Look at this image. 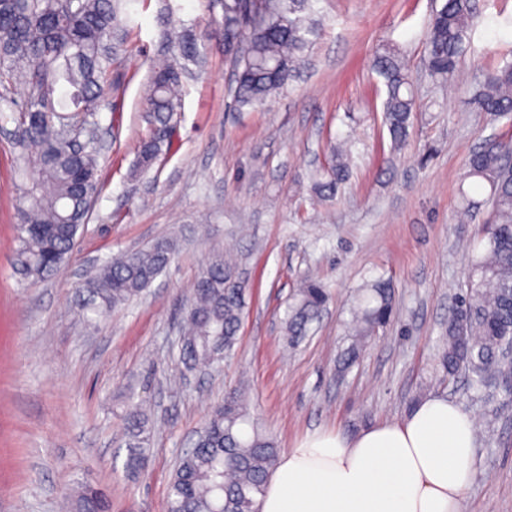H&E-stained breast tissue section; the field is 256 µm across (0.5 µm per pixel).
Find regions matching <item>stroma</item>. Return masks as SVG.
<instances>
[{
    "label": "stroma",
    "instance_id": "35a3bbf8",
    "mask_svg": "<svg viewBox=\"0 0 512 512\" xmlns=\"http://www.w3.org/2000/svg\"><path fill=\"white\" fill-rule=\"evenodd\" d=\"M194 24L207 66L182 90L169 154L134 174L146 128L142 90L166 28L165 2ZM444 0H317L320 28L299 77L262 109H234L231 67L211 32L209 0H136L126 56L97 116L100 187L91 218L58 275L35 285L12 267L15 208L33 171L0 134V512H61L77 486L104 489L111 512H167L175 467L210 409L242 392L259 427L288 449L306 433L347 435L403 419L418 397H448L477 421L475 475L461 512H512V399L484 400L465 376L442 380L436 358L466 281L486 209L463 212L469 155L512 133L470 104L474 80L512 54V0H476L456 77L425 68L430 23ZM394 47L417 109L405 146L383 124L386 87L371 68ZM351 157L330 202L311 204L310 177L330 144ZM174 260L130 306L87 323L81 285L113 254L159 239ZM233 251L248 283L231 357L216 370L177 360L187 290L209 253ZM394 289L392 322L345 373L351 297L377 277ZM332 299L295 346L284 310L300 283ZM152 408L144 468L124 463L129 402Z\"/></svg>",
    "mask_w": 512,
    "mask_h": 512
}]
</instances>
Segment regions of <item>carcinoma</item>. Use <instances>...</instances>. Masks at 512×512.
Wrapping results in <instances>:
<instances>
[{
  "mask_svg": "<svg viewBox=\"0 0 512 512\" xmlns=\"http://www.w3.org/2000/svg\"><path fill=\"white\" fill-rule=\"evenodd\" d=\"M135 0H0V121L15 124L21 160L37 178L25 187L17 205L14 267L37 284L60 270L88 223L90 203L99 190V150L78 138L100 111L110 87L109 72L120 49L110 35L123 27ZM313 0H221L222 20L212 21L224 38V55L233 72L231 94L242 109L262 108L288 87L311 47L312 23L304 13ZM472 0H445L435 14L426 42L430 76L446 81L457 70L474 18ZM205 64L193 26L174 18L144 98L147 129L137 169L148 170L172 149L177 115L182 111L184 80ZM384 80V125L392 146L407 141L415 99L411 77L399 52L385 48L372 60ZM25 90L23 102L7 95ZM479 111L512 122V60L484 74L471 99ZM512 138L490 150L472 153L465 178L486 194L484 231L473 248L475 260L466 291L448 315L438 368L443 378L468 373L480 391L497 379H512V358L503 354L512 341ZM349 154L328 149L325 164L311 178L314 198L328 201L348 179ZM174 244L168 240L130 251L109 261L82 289L90 322L141 294L168 267ZM247 283L224 255L203 263L185 308V331L178 361L188 370L217 366L231 355L246 311ZM331 294L309 280L296 289L285 311L290 344L308 335ZM393 315L390 284L378 280L361 290L351 312L352 343L341 357L346 369L364 344L386 327ZM125 469L144 467L150 441L149 417L141 403L128 406ZM280 448L262 432L240 394L215 407L196 432L168 486V512H259L258 495L270 479ZM72 512H109L99 489L83 487Z\"/></svg>",
  "mask_w": 512,
  "mask_h": 512,
  "instance_id": "1",
  "label": "carcinoma"
}]
</instances>
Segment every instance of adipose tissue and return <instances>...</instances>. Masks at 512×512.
I'll return each instance as SVG.
<instances>
[{"instance_id": "1", "label": "adipose tissue", "mask_w": 512, "mask_h": 512, "mask_svg": "<svg viewBox=\"0 0 512 512\" xmlns=\"http://www.w3.org/2000/svg\"><path fill=\"white\" fill-rule=\"evenodd\" d=\"M475 422L442 396L353 437L317 430L277 460L260 512H460Z\"/></svg>"}]
</instances>
